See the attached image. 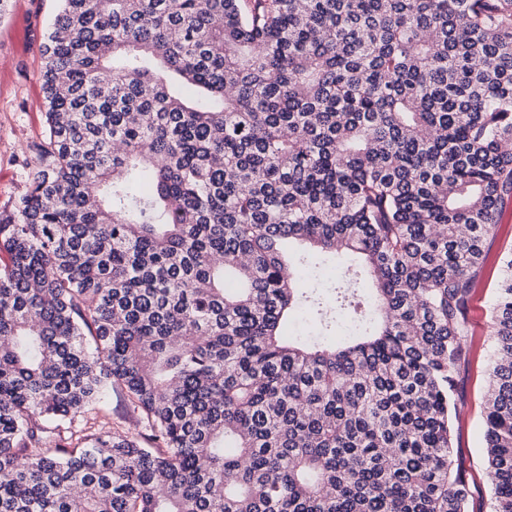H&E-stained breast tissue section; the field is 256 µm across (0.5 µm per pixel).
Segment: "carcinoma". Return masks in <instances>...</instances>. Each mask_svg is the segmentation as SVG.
<instances>
[{"label": "carcinoma", "instance_id": "carcinoma-1", "mask_svg": "<svg viewBox=\"0 0 512 512\" xmlns=\"http://www.w3.org/2000/svg\"><path fill=\"white\" fill-rule=\"evenodd\" d=\"M0 213V512H468L457 374L512 200V0H59ZM348 257L370 300L298 287ZM296 307L334 345L280 334ZM512 512V254L491 312ZM153 446L75 429L112 386ZM288 251L290 255H293L297 252H304L307 256V260L309 263L308 269L312 275L309 283L313 286H317L318 288L331 289L337 286L336 280V264L324 257L322 253H320L316 249H312L310 247L298 246L292 244L286 247V254L288 256Z\"/></svg>", "mask_w": 512, "mask_h": 512}]
</instances>
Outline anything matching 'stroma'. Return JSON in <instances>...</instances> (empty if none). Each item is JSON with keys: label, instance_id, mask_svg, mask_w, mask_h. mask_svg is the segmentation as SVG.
<instances>
[{"label": "stroma", "instance_id": "obj_1", "mask_svg": "<svg viewBox=\"0 0 512 512\" xmlns=\"http://www.w3.org/2000/svg\"><path fill=\"white\" fill-rule=\"evenodd\" d=\"M57 6V0H5L0 6V212L10 211L26 191L29 165L46 140L40 46ZM486 250L487 264L469 306L472 345L469 363L457 377L461 411L452 448L469 480L470 512H491L483 422L493 362L489 326L502 260L512 253V204L503 209Z\"/></svg>", "mask_w": 512, "mask_h": 512}]
</instances>
